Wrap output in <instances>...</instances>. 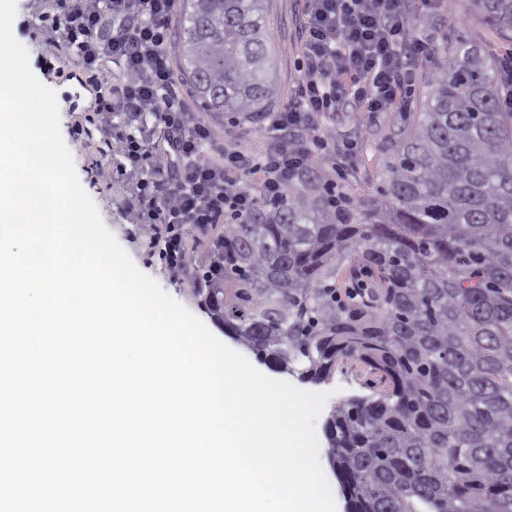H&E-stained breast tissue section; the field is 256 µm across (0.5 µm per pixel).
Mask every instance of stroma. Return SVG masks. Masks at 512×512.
Here are the masks:
<instances>
[{
	"mask_svg": "<svg viewBox=\"0 0 512 512\" xmlns=\"http://www.w3.org/2000/svg\"><path fill=\"white\" fill-rule=\"evenodd\" d=\"M17 14L13 29L17 40L27 49L33 73L50 88L64 87L65 108L60 111V129L71 151L80 182L97 205L106 227L128 252L137 267L155 279L160 286L192 314L199 318L221 341L234 350L242 345L234 336L225 334L203 309L195 295L194 266L205 257L208 241L190 242L188 253L192 270L174 271L162 259L161 246L153 241L151 233L137 224L136 216L127 204L135 177H116L107 181L97 174L105 161L98 151L101 134L94 121V101L88 100L78 69L70 63L56 62L50 53L48 41L52 35L45 20L53 7L52 0H16ZM470 8L469 0H455L451 10L437 13L433 18L414 17L413 29H427L433 47H440L449 39L481 41L488 55L495 61L503 86L512 85V32L501 33L490 24L476 21L463 23L462 18ZM264 11L269 22L270 43L274 51V78L276 92L265 103L263 112L231 117L206 106L190 82L184 81L181 71L184 62L180 55H173L170 66L175 81L184 89L183 108L204 120L216 136H223L225 128H232L239 143L246 150L260 153L276 139L277 134L268 127L265 115L280 111L287 103L297 100L303 81L301 58V0H265ZM436 74L435 61L420 64L415 81L405 87V109L398 112L368 114L356 113L353 122L346 125L332 124L336 137V158L314 161V175L322 184L343 186L361 195L373 193L382 180L383 173L393 152L395 135L411 125L421 99ZM255 366L265 375L312 392H328L329 398L315 423L319 443V461L330 485L336 512H345L346 499L343 489L329 463L326 423L339 402L353 397H366L373 392V379L362 366L349 361L340 364L330 377L319 383L300 381L298 376L279 372L263 361Z\"/></svg>",
	"mask_w": 512,
	"mask_h": 512,
	"instance_id": "obj_1",
	"label": "stroma"
}]
</instances>
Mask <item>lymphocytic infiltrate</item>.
<instances>
[{"mask_svg":"<svg viewBox=\"0 0 512 512\" xmlns=\"http://www.w3.org/2000/svg\"><path fill=\"white\" fill-rule=\"evenodd\" d=\"M175 3L55 0L58 35L51 44L104 86L96 106L100 151H119L123 165L102 175H137L131 205L181 272L188 239L223 223L226 206L245 209L276 197L313 155L335 159L322 117L344 108L397 111L417 62L430 53L428 34H410L408 0H304L302 96L271 118L298 141L253 155L238 148L233 131L216 138L182 108L169 63Z\"/></svg>","mask_w":512,"mask_h":512,"instance_id":"f902f5d3","label":"lymphocytic infiltrate"}]
</instances>
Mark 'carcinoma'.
<instances>
[{"label": "carcinoma", "mask_w": 512, "mask_h": 512, "mask_svg": "<svg viewBox=\"0 0 512 512\" xmlns=\"http://www.w3.org/2000/svg\"><path fill=\"white\" fill-rule=\"evenodd\" d=\"M263 2L187 0L176 51L209 107L274 95ZM471 2L512 31V0ZM437 57L374 195L306 181L229 211L196 272L202 306L280 370L379 375L327 425L349 512H512V111L479 42Z\"/></svg>", "instance_id": "obj_1"}]
</instances>
